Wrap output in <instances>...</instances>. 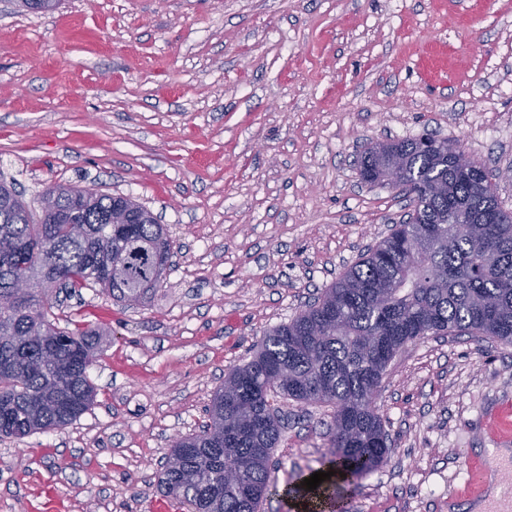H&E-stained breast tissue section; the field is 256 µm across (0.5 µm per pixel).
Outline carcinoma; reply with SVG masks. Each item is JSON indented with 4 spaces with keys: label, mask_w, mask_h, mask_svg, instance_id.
I'll list each match as a JSON object with an SVG mask.
<instances>
[{
    "label": "carcinoma",
    "mask_w": 512,
    "mask_h": 512,
    "mask_svg": "<svg viewBox=\"0 0 512 512\" xmlns=\"http://www.w3.org/2000/svg\"><path fill=\"white\" fill-rule=\"evenodd\" d=\"M401 170L409 218L392 225L312 304L265 332L246 363L230 368L206 410L165 463L161 486L192 512H259L281 434L275 398L333 409L331 451L319 470L339 469L314 491L294 490L307 512L341 507L346 486L388 461L389 434L377 397L394 357L429 334H468L512 345V211L486 182L484 165L460 163L437 138L371 149L361 179L387 184ZM57 208L30 205L0 182V439L58 430L93 404L89 371L106 328L56 324L44 284L79 295L99 287L125 306L160 288L172 244L148 218L114 224L131 197L83 203L77 186H57ZM36 287L13 288L26 272Z\"/></svg>",
    "instance_id": "obj_1"
}]
</instances>
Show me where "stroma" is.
I'll use <instances>...</instances> for the list:
<instances>
[{
    "label": "stroma",
    "mask_w": 512,
    "mask_h": 512,
    "mask_svg": "<svg viewBox=\"0 0 512 512\" xmlns=\"http://www.w3.org/2000/svg\"><path fill=\"white\" fill-rule=\"evenodd\" d=\"M431 133L498 173L512 210V0H0V176L28 204L55 184L129 195L173 244L162 288L95 289L57 324L104 322L93 405L0 440V512H147L175 437L198 432L230 368L387 236L408 201L363 183L378 142ZM377 404L393 451L349 512H452L512 407V346L427 336ZM261 512L329 451L331 408L281 401Z\"/></svg>",
    "instance_id": "obj_1"
}]
</instances>
